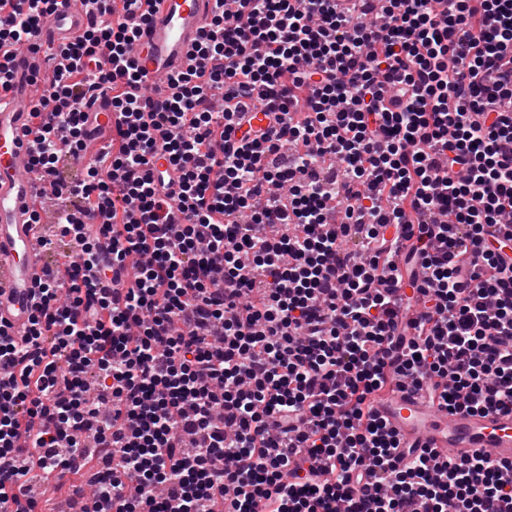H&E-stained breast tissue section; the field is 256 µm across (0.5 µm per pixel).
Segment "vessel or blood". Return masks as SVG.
I'll use <instances>...</instances> for the list:
<instances>
[{
	"label": "vessel or blood",
	"mask_w": 512,
	"mask_h": 512,
	"mask_svg": "<svg viewBox=\"0 0 512 512\" xmlns=\"http://www.w3.org/2000/svg\"><path fill=\"white\" fill-rule=\"evenodd\" d=\"M215 0H141L148 18L138 43L137 62L154 100L171 93L169 76L185 70L214 10ZM85 14L62 4L44 18L30 49L12 63L9 96L0 99V323L15 335L29 324L34 286L45 278L43 247L32 224L40 185L32 177L30 142L35 127L27 101L31 79L44 69V52L74 41L86 29ZM85 129L98 144L112 138L117 115L111 94L97 93L87 108ZM378 415L399 435L412 454L433 448L456 460L479 454L495 463L512 461V413H446L426 404L414 390H398L376 401Z\"/></svg>",
	"instance_id": "1"
}]
</instances>
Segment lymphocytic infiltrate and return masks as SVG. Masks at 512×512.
<instances>
[{
  "label": "lymphocytic infiltrate",
  "mask_w": 512,
  "mask_h": 512,
  "mask_svg": "<svg viewBox=\"0 0 512 512\" xmlns=\"http://www.w3.org/2000/svg\"><path fill=\"white\" fill-rule=\"evenodd\" d=\"M218 2L149 109L138 0H81L29 102L30 171L62 201L39 239L74 257L24 338L0 324V512H35L34 470L74 491L86 439L110 465L85 512H512V462L400 456L372 406L409 378L512 412V0ZM58 6L0 0V70ZM105 252L111 283L85 279ZM85 111L88 113L86 132L95 143L107 144L112 139L117 118L112 110L111 93L106 90L97 93Z\"/></svg>",
  "instance_id": "obj_1"
}]
</instances>
